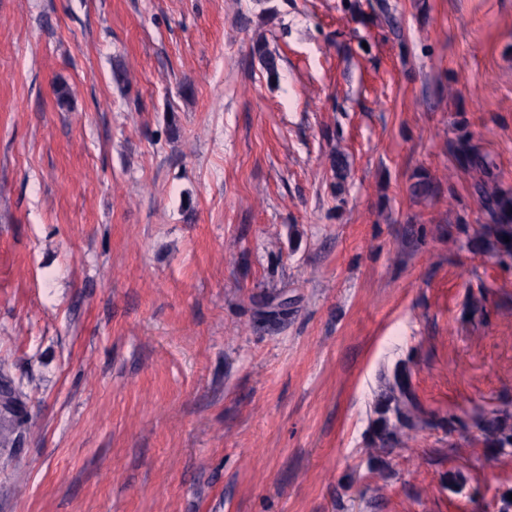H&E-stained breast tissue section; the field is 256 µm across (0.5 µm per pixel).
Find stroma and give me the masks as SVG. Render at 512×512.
Wrapping results in <instances>:
<instances>
[{
  "label": "stroma",
  "instance_id": "1",
  "mask_svg": "<svg viewBox=\"0 0 512 512\" xmlns=\"http://www.w3.org/2000/svg\"><path fill=\"white\" fill-rule=\"evenodd\" d=\"M273 3L0 0V362L27 414L0 512L512 497V453L448 428L512 410V264L467 249L450 150L512 191V0ZM398 369L429 422L373 457ZM251 54L257 57L268 75V79H276L278 77L279 59L272 54L267 47L264 39H256L251 45Z\"/></svg>",
  "mask_w": 512,
  "mask_h": 512
}]
</instances>
